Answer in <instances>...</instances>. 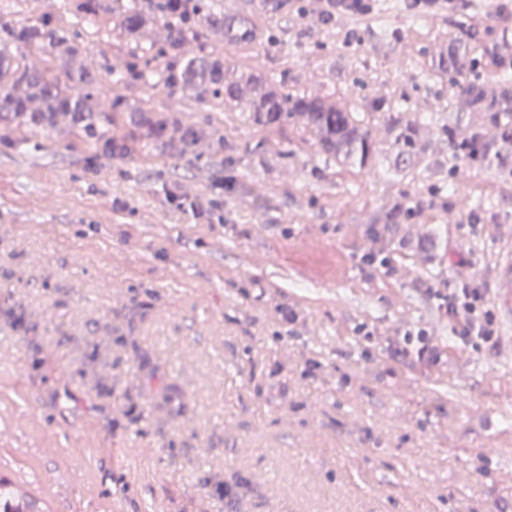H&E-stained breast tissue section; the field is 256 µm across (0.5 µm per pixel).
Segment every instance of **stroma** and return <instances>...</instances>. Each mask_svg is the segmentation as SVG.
<instances>
[{
	"instance_id": "35a3bbf8",
	"label": "stroma",
	"mask_w": 512,
	"mask_h": 512,
	"mask_svg": "<svg viewBox=\"0 0 512 512\" xmlns=\"http://www.w3.org/2000/svg\"><path fill=\"white\" fill-rule=\"evenodd\" d=\"M250 39L203 20L188 54L366 115V168L322 152L302 120L262 129L162 86L118 81L165 42L115 11L77 25L64 0H0V19L74 34L77 64L125 108L121 155L68 119L0 124V476L25 475L45 512H512V172L451 140L483 122L448 85L499 97L512 0L425 16L377 0L323 21L298 0H234ZM359 39L345 44L343 32ZM195 124V161L133 126V109ZM407 110L424 150L400 161L387 118ZM451 135H444L442 126ZM402 204L392 233L374 216ZM376 264H369V257ZM387 258L392 273L378 265ZM488 291L503 341L428 368L404 334L446 346L427 288Z\"/></svg>"
}]
</instances>
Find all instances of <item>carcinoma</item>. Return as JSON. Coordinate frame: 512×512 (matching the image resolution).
I'll return each mask as SVG.
<instances>
[{"instance_id":"cac0c4a2","label":"carcinoma","mask_w":512,"mask_h":512,"mask_svg":"<svg viewBox=\"0 0 512 512\" xmlns=\"http://www.w3.org/2000/svg\"><path fill=\"white\" fill-rule=\"evenodd\" d=\"M116 5L125 11L124 31L131 41L136 40L143 23L154 17L163 19L170 29L166 43L154 55L161 64L151 68L132 62L121 79L177 88L201 101L222 98L224 109L235 108V89L224 84V59L207 55L188 58L184 53V45L196 36L198 19L216 17L209 0H74L75 17L79 23H90L100 14L113 11ZM224 27L231 42L250 37L248 28L240 22L225 21ZM68 41V35L48 19L32 25L0 21V123L49 129L59 115L65 114L85 140L119 153L125 144L106 135L105 121L108 112L123 106L122 99H101L91 74L84 69L46 74L13 65L14 51L32 45L49 52L63 47L66 53L73 54L75 47ZM461 75L460 56L453 52L448 55L449 84L466 93L471 106L484 113L485 126L499 134L496 144L483 131H475L460 146L461 153L473 162L492 156L500 166L512 167V77H500L503 94L489 101L479 83L466 82ZM242 79L260 87L248 115L251 124L274 127L299 117L325 153L362 168L375 153L366 116L345 112L320 98L283 93L251 70L243 72ZM137 115L135 126L143 136L165 142L174 158L191 160L197 140L193 126L155 119L144 108L137 110ZM395 131V144L401 154L420 150L417 129L411 121H395ZM35 503L28 492L0 476V512H44Z\"/></svg>"}]
</instances>
